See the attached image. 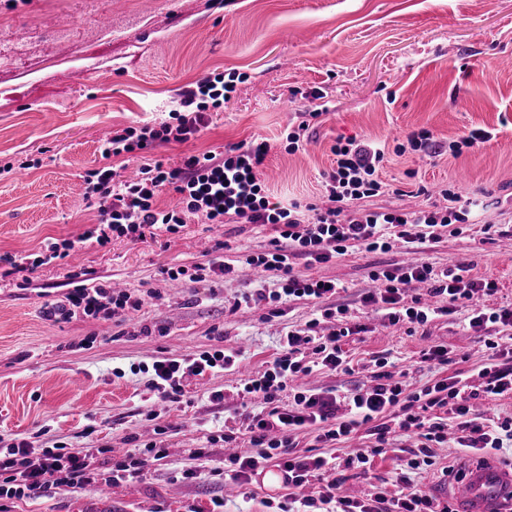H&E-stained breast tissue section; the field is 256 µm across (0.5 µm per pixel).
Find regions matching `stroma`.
<instances>
[{
    "instance_id": "stroma-1",
    "label": "stroma",
    "mask_w": 512,
    "mask_h": 512,
    "mask_svg": "<svg viewBox=\"0 0 512 512\" xmlns=\"http://www.w3.org/2000/svg\"><path fill=\"white\" fill-rule=\"evenodd\" d=\"M0 53L10 57L0 64V255L25 256L95 224L84 178L105 165L117 178H133L147 164L176 167L187 155L219 154L261 137L271 145L260 174L270 196L312 202L337 138L357 137L389 148L380 177L391 190L375 205L418 208L421 185L434 193L451 184L481 197V223L460 234L444 230L425 256L437 268L461 263L469 278L496 279L498 291L485 306H512V0H0ZM82 69L88 75L80 82ZM222 71L245 79L197 139L132 158L102 157L108 131L167 120L185 86ZM314 90L328 112L310 126L303 150L286 152L280 135ZM474 127L495 136L457 157L394 151L422 128L444 147ZM273 235L268 225L195 223L176 235L85 245L73 261L39 267L26 288L0 280V448L22 438L36 449L60 445L77 455L100 448L112 463L139 442L168 453L134 481L2 497L0 512H210L216 499L223 512H277L288 488L259 478L222 483L226 447L210 438L251 411L244 380L266 369L288 331L303 328L315 308L295 301L275 317L264 304L238 306L257 279L246 265L211 283L172 282L164 273L200 261L216 242L259 252ZM407 259L396 244L324 264L297 262L300 275L343 283L336 303L368 331L344 346L352 373L303 379L282 393V405H293L299 389L332 388L345 413V396L369 385L381 357L387 372L409 370L413 390L456 373L483 388L484 340L512 349V330L470 328L464 308L412 328L363 307L370 272ZM74 266L93 280L157 297L122 322L46 319L44 304L69 291ZM432 341L447 346V366L420 365ZM214 348L238 352V367L188 378L177 402L148 390L145 369L155 358ZM215 391L223 402H212ZM374 444L363 428L332 448L344 495L360 498L378 485L394 496L414 487L446 502L448 477L470 458L448 438L433 444L432 466L403 483L400 465L420 438L398 437L380 455ZM359 455L369 456V469L353 464ZM191 466L196 478L176 479Z\"/></svg>"
}]
</instances>
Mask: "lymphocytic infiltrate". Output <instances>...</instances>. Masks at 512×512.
I'll use <instances>...</instances> for the list:
<instances>
[{"instance_id":"f902f5d3","label":"lymphocytic infiltrate","mask_w":512,"mask_h":512,"mask_svg":"<svg viewBox=\"0 0 512 512\" xmlns=\"http://www.w3.org/2000/svg\"><path fill=\"white\" fill-rule=\"evenodd\" d=\"M239 79L236 73H214L191 83L181 92L179 108L172 111L170 121L109 133L101 143L103 156L133 154L157 144L185 143L196 138L207 127L210 113L223 109ZM269 151L266 141H245L220 155L207 151L188 156L176 168L164 167L160 162L146 165L140 178L131 182L115 181L111 168L96 169L85 181V198L98 200L97 222L82 238L104 247L116 237L140 239L148 232L175 235L195 220L204 224L275 225L277 235L264 251L246 252L234 260L215 247L206 252L201 262L166 271L169 280L201 283L233 274L236 263L241 262L264 275L257 286L241 295V303L277 307L293 300H311L320 303L322 318L341 320L340 326L326 336H314L315 326L311 323L305 332H288L281 352L270 366L244 382V394L262 400L263 407L241 415V428L249 435L252 448L225 458V480L248 483L273 462L283 475L284 486L297 491L296 512H312L331 502L335 503L336 512H448L446 504L417 491L391 498L372 492L367 498L355 499L337 495L338 484L334 481L321 490L310 491L313 478L335 469L336 464L323 456L294 455L292 435L318 425L322 428L321 441L333 443L367 424L377 440L373 452L379 455L384 452L392 429L416 431L426 444L407 459L406 467L412 472L429 465V443L444 442L452 430L458 433L460 447L474 453L511 448L512 419L484 423L473 401L483 392H512V352L501 351L496 342H488L489 352L480 371L485 386L480 391L471 389L465 378L456 374L408 394L390 373L378 372L373 386L356 390L349 398L346 414H337L335 394L313 390L296 394L294 406H282L281 394L288 382L317 371H349L342 343L367 330L366 325L348 319L347 308L330 306V298L337 293L335 281L297 275L294 262L301 258L310 264H321L355 248L375 252L403 244L415 254V261L372 271L370 278L379 287L364 293L361 302L371 311L383 313L389 324L422 326L437 317L454 314L474 296L490 297L498 290L495 280L465 277L463 266L438 270L420 256L424 245L439 240L441 231L448 226L475 223L483 203L445 189L440 207L407 211L372 206L371 198L384 194L386 189L379 178L385 151L353 137L337 139L331 148L334 165L323 175L321 202L304 204L291 199L274 203L257 177ZM167 187L180 196L178 207L170 210L156 205L157 196ZM75 249L73 241L49 239L35 257L4 254L0 262L8 265L10 274L18 275L65 259ZM413 284L426 287L429 300L407 296L406 289ZM144 304L143 296L103 282L71 289L60 301L45 305L43 314L53 321L77 317L111 320L127 311L140 310ZM306 344L312 345L314 359L306 358L302 350ZM234 364L233 356L220 349L164 357L153 361L148 388L174 402L184 396L187 377L224 371ZM165 456V449L149 442L128 451L104 472L94 452L81 456L56 448L35 452L22 439L0 454V497L33 499L49 485L75 489L102 478L117 484L138 477L149 462Z\"/></svg>"}]
</instances>
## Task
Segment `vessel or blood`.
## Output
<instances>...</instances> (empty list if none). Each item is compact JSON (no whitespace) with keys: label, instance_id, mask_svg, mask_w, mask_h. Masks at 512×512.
I'll return each mask as SVG.
<instances>
[{"label":"vessel or blood","instance_id":"vessel-or-blood-1","mask_svg":"<svg viewBox=\"0 0 512 512\" xmlns=\"http://www.w3.org/2000/svg\"><path fill=\"white\" fill-rule=\"evenodd\" d=\"M457 512H512V466L473 460L452 484Z\"/></svg>","mask_w":512,"mask_h":512}]
</instances>
